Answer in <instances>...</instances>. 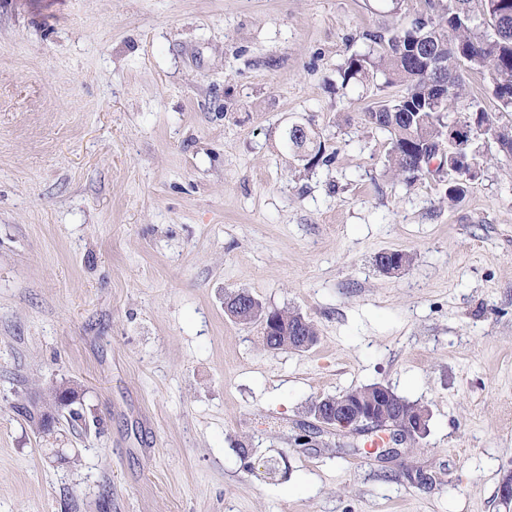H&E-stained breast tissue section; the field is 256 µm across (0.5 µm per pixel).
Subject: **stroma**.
Instances as JSON below:
<instances>
[{
    "label": "stroma",
    "mask_w": 512,
    "mask_h": 512,
    "mask_svg": "<svg viewBox=\"0 0 512 512\" xmlns=\"http://www.w3.org/2000/svg\"><path fill=\"white\" fill-rule=\"evenodd\" d=\"M421 5L0 0V512H512V161L397 180L363 114L399 87L338 76ZM237 291L316 345L266 350ZM375 383L430 413L397 457L308 414ZM281 131V139L284 140L288 146V150L293 153L299 161L304 162L303 168L305 170H312L313 168L330 163L334 155L326 154V146L321 140L320 135L310 126L307 127V133L304 134L301 129L303 125L301 123L288 124ZM300 132V135H297ZM456 167H453V173L455 174V177L452 178L454 180H461L465 181V183L460 184V189H458L454 193H448V199L449 201H455L462 197V195L465 192V189L467 187L466 182L468 179H471L473 176L478 175L479 173V166L478 162L472 155H466L465 153H461L459 156H457L456 159Z\"/></svg>",
    "instance_id": "obj_1"
}]
</instances>
